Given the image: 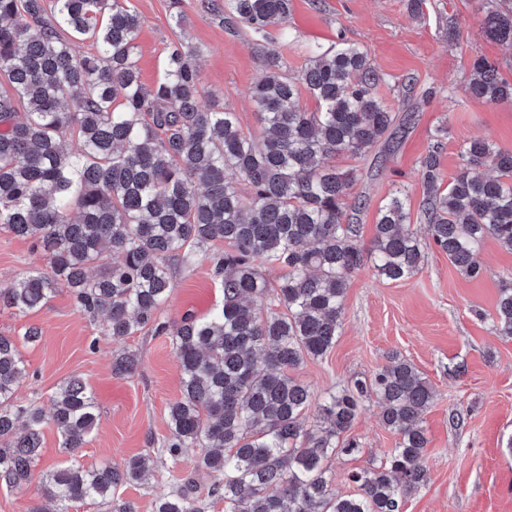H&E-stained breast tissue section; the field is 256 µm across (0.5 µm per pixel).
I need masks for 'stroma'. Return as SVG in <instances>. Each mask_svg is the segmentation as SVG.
I'll return each mask as SVG.
<instances>
[{
    "mask_svg": "<svg viewBox=\"0 0 512 512\" xmlns=\"http://www.w3.org/2000/svg\"><path fill=\"white\" fill-rule=\"evenodd\" d=\"M206 0H125L141 18L137 40L140 78L146 86L161 77L169 44L177 36L203 46L196 61L207 90L224 99L244 132L261 136L262 127L249 91L265 74L246 26H225L205 7ZM490 0H424L411 16L407 0H292L286 27L290 39L276 47L290 73L304 68L310 47L342 41L360 46L380 75L377 97L412 120L396 139L373 146L361 156L335 160L356 169L354 194L366 206L350 212L362 245H369L379 206L401 192L407 199L411 228L425 249L420 272L407 280L387 281L364 267L351 277L344 302L341 334L323 358L306 360L295 372L316 397L350 380L370 379L390 356L411 361L437 392L424 416L430 443L427 479L405 498L403 512H512V339L498 336L489 313L498 291L512 282V253L486 239L479 250L483 275L466 278L436 247L427 232L426 190L421 161L441 142L445 177L460 166L463 143L481 138L512 148V103L471 98L465 88L471 63L483 57L512 82V47L489 39L482 29ZM187 18L185 33L173 26ZM49 266L30 240L0 230V288L13 277ZM224 290L209 261L173 274L164 317L205 316L220 307ZM40 327L38 342L21 339L26 326ZM0 332L18 337L29 374L18 396L40 395L43 409L70 376H81L93 391L101 418L87 445L75 453L59 446L53 425L43 429L42 451L34 470L42 472L78 461L87 468L123 462L169 435L167 406L180 394V370L169 339L141 333L126 339L141 357L138 373L112 374L113 343L99 325L75 312L67 291L40 310L23 315L0 311ZM374 403H364L350 432L362 451L331 460L332 487L356 490L350 472L383 461L397 437L379 422Z\"/></svg>",
    "mask_w": 512,
    "mask_h": 512,
    "instance_id": "35a3bbf8",
    "label": "stroma"
}]
</instances>
